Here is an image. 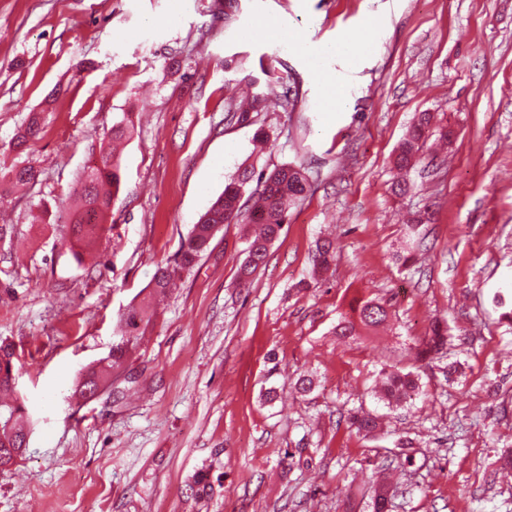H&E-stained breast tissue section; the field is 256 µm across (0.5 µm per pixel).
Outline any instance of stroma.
Returning <instances> with one entry per match:
<instances>
[{"label": "stroma", "mask_w": 512, "mask_h": 512, "mask_svg": "<svg viewBox=\"0 0 512 512\" xmlns=\"http://www.w3.org/2000/svg\"><path fill=\"white\" fill-rule=\"evenodd\" d=\"M273 17L341 53L305 57L259 31ZM325 71L342 90L333 112ZM257 97L274 103L257 166L303 164L304 198L249 283L242 226L217 232L111 394L76 398L120 313L253 156L256 125L226 107ZM427 111L456 136L425 146L395 196L392 154ZM32 112L39 138L13 151ZM124 121L111 229L79 262L63 204ZM15 165L37 177L0 179V342L32 431L0 473V512H371L383 478L387 512H512V298L494 300L512 277V0H236L229 20L224 0H0V168ZM423 210L430 222L409 225ZM415 234L427 248L409 270L394 255ZM325 236L333 272L300 287ZM361 297L388 326L338 340ZM437 320L443 360L415 362ZM394 369L417 372L421 393L390 408L373 389ZM358 408L380 435L346 423ZM205 463L214 493L197 500L187 484Z\"/></svg>", "instance_id": "stroma-1"}]
</instances>
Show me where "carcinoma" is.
<instances>
[{
	"instance_id": "1",
	"label": "carcinoma",
	"mask_w": 512,
	"mask_h": 512,
	"mask_svg": "<svg viewBox=\"0 0 512 512\" xmlns=\"http://www.w3.org/2000/svg\"><path fill=\"white\" fill-rule=\"evenodd\" d=\"M264 100L255 99L252 110H241L233 102L227 103L230 118L249 125L257 123L256 113L264 110ZM40 132V117L29 115L25 128L17 135V146L22 147L36 138ZM450 140L448 127L434 122L429 112H421L413 119L406 137L399 144L394 166L407 171L415 166L419 152L432 137ZM122 168L119 159L108 146H102L97 164L83 172L74 190L76 209L71 219L70 234L78 241L90 245L105 230L111 198L101 191L103 183L112 184L117 190L121 184ZM256 182L252 194L253 204L248 210L241 204L242 188ZM308 187L305 168L287 163L270 172L256 171L254 165L241 164L237 174L224 186V191L200 216L184 239L175 257L159 266L154 274L149 294L137 305H131L120 314V336L112 343V352L95 368L83 375L76 392L89 399L98 385L106 382L112 373L119 371L135 353L141 339L142 327L149 324L154 306L168 291L171 283L183 273L192 270L207 251L210 241L224 225L251 224L256 231L247 239V257L240 268V279L249 280L265 261L269 246L284 230L288 217V206L304 198ZM336 256V242L330 239L317 241L312 258L311 278L315 281L326 275ZM387 308L368 299L352 309V314L339 318L335 332L342 337L357 335V326L375 330L386 324ZM448 344L447 329L442 323L434 324L431 334L418 347L421 361L432 359L443 353ZM17 358L11 345L0 344V393L13 390L12 378L17 376ZM380 399L391 406H400L420 394L418 377L413 372L387 371L377 384ZM31 417L19 399L11 402L0 400V445L21 444V435L28 428ZM351 427L372 435L379 429L377 418L363 413H351L347 417ZM192 495L205 498L213 491L210 468L203 466L195 471L189 483Z\"/></svg>"
}]
</instances>
